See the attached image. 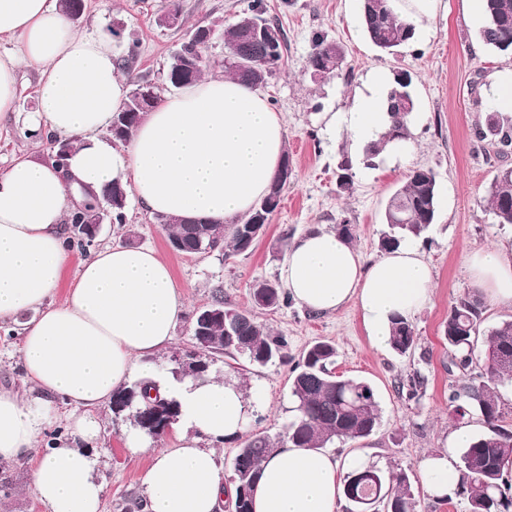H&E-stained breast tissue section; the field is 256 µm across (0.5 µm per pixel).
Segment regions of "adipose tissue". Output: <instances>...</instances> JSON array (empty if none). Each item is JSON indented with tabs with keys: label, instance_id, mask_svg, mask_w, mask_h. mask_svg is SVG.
<instances>
[{
	"label": "adipose tissue",
	"instance_id": "1",
	"mask_svg": "<svg viewBox=\"0 0 512 512\" xmlns=\"http://www.w3.org/2000/svg\"><path fill=\"white\" fill-rule=\"evenodd\" d=\"M0 117L17 100V72L39 73L29 128L74 139L66 170L29 155L0 172V325L21 322L22 385L0 387V465L27 460L36 499L48 512H100L104 484L89 446L100 441L98 411L132 379L153 380L150 357L171 344L185 303L155 250L114 243L82 261L63 302H54L72 250L63 224L81 197L112 181L130 187L153 214L234 224L262 198L287 141L281 115L255 89L205 75L165 96L120 147L101 137L127 98L111 40L77 31L52 0H0ZM381 75L339 116L357 145L389 123ZM473 281L496 303L512 304V247L467 256ZM279 278L299 305L333 313L355 305L374 347L389 340L392 317L411 318L432 299V270L402 245L365 263L334 231L293 240ZM183 416L166 446L128 435L132 452L152 450L141 490L147 512H221L224 471L216 443L241 435L251 407L234 378L172 388ZM69 407L63 438L45 446L49 398ZM357 456L284 444L262 464L254 512H339L341 475Z\"/></svg>",
	"mask_w": 512,
	"mask_h": 512
}]
</instances>
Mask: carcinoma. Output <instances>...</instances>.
I'll return each mask as SVG.
<instances>
[{
	"label": "carcinoma",
	"instance_id": "obj_1",
	"mask_svg": "<svg viewBox=\"0 0 512 512\" xmlns=\"http://www.w3.org/2000/svg\"><path fill=\"white\" fill-rule=\"evenodd\" d=\"M484 25L480 30L486 45L496 52L512 53V0H482ZM264 0H252L248 11L224 29V74L258 87L267 82L283 59L285 34L280 24L265 16ZM359 17L362 29L378 49L394 54L415 38L414 26L398 18L393 0H361ZM267 23L276 38L257 44L251 41L254 19ZM344 53L336 42L318 34L312 40L309 66L325 76L342 70ZM208 74L180 56L169 63L164 79L165 90L181 89ZM410 74L400 70L386 92L389 126L379 140L363 147V162L374 160L387 145L402 144L409 137L414 102L409 91ZM160 101L159 88L139 79L132 80V90L123 108L125 112L145 114ZM480 140L497 146L499 152L512 145V116L490 106L484 125L477 132ZM287 181L275 175L268 193L253 211L238 224H232L224 235L215 236L212 222L173 224L164 227L167 238L181 243L185 252L198 248L223 253L230 257L247 253L255 241L252 234L264 231L277 207H268L273 197H281ZM88 200L70 213L66 220L67 244L87 251L96 239L72 238V227L85 211L105 208L111 224L126 223L127 200L106 191L96 194L81 189ZM488 205L501 225H512V167L498 169L488 190ZM439 191L435 173L430 169L411 170L405 181L388 198L382 216L386 229L379 238V248L391 251L406 241L422 236L435 223ZM253 306L257 309L277 308L289 302V295L279 285L265 281L254 286ZM210 305L224 310V317L205 326L204 334L195 340V350L186 353L185 370L171 369L173 379L186 377L205 381L211 378L214 356L239 355L249 363L267 365L285 360L288 342L275 336L271 328L249 309L232 308L224 303V291L216 289ZM485 306L476 291L458 296L450 306L444 322V339L450 365L469 372L462 391L449 397L452 412L459 418L478 415L485 430L472 436L468 447L461 449L456 465L460 479L453 494L467 502V512H512V482L504 475L512 468V428L503 425L500 388L512 386V366L487 365L490 355L512 352V318L489 329H483ZM390 344L403 355L416 344L411 322L398 318L391 325ZM482 345L483 357L474 359L476 344ZM338 352L328 340L312 343L293 367L291 394L292 416L284 426L280 442L286 440L310 449H323L334 442H360L380 426L382 407L374 387L366 380L343 377L333 372ZM115 416L130 418L144 436L158 440L165 435L159 418L170 414L178 419L181 406L175 396L160 394L156 382L135 381L115 391L111 400ZM279 447L266 436L255 435L238 448L232 462L235 487L233 512H252L254 492L261 478V462ZM344 496L354 512H416L417 500L409 476L401 473L387 477L373 466H361L344 478Z\"/></svg>",
	"mask_w": 512,
	"mask_h": 512
}]
</instances>
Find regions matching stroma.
Here are the masks:
<instances>
[{
  "label": "stroma",
  "instance_id": "35a3bbf8",
  "mask_svg": "<svg viewBox=\"0 0 512 512\" xmlns=\"http://www.w3.org/2000/svg\"><path fill=\"white\" fill-rule=\"evenodd\" d=\"M249 0H179L182 25L161 28L154 19L168 0H85L76 21L81 32L111 34L116 57L137 47L134 68L138 76L162 85L167 63L179 48L185 29L203 25L215 35L207 54L212 61L224 56L223 34ZM269 17L278 20L288 35L283 64L263 89L270 107L279 112L287 128L286 147L295 177L285 188L282 201L265 234L246 256L222 259L218 254L187 259L171 251L167 235L136 198H129L126 224H104L98 246L114 242L157 251L170 265L175 282L194 313L210 302L215 288H223L227 305L245 308L252 288L262 281H278L287 250L284 238H296L315 230H332L342 220L353 226V244L365 261L380 258L378 241L384 229L385 203L409 169L433 170L440 188L438 217L416 244L433 271L431 303L412 319L417 342L400 355L392 348L371 345L355 306L316 314L292 303L258 311L260 321L288 340V360L266 366L248 365L242 358L222 356L218 373H234L245 390H259L260 398L243 437L224 441L218 457L231 467L244 438L276 435L291 416L290 370L304 350L324 339L335 344L336 374L370 382L381 401L383 419L378 431L362 444L333 443L329 452H353L365 463L387 475L407 473L417 496V512H466L464 499L436 500L425 487L421 462L435 451L452 447V433L467 427L471 434L485 429L480 417L457 421L448 406L449 393L460 388L465 375L448 367L443 341V322L453 299L473 288L465 272V257L478 249L512 244V225H500L485 202L499 167H512V148L495 155L475 136L483 124L494 89L491 75L512 69V56L493 51L480 37L482 21L470 20L461 0H442L427 33L401 48L397 54L380 53L364 36L359 21V0H265ZM339 43L345 65L334 76H311L309 55L315 33ZM409 71L410 92L416 119L410 139L387 149L374 167H365L362 150L350 140L343 126L329 125L331 115L348 111L365 93L373 74L392 78L394 71ZM38 76L33 69L18 70L19 94L15 112L0 122V170L13 160L38 153L46 155L50 142L34 145L27 139V116L36 107ZM352 163L355 187L351 194L336 187L342 159ZM182 319L169 347L154 356L156 375L171 382V358L192 349L190 321ZM420 376L424 385L418 396L399 390L397 381ZM104 434L90 454L106 480L102 512H144L141 479L150 453H134L124 438L132 426L115 417L110 407L99 411ZM11 479L15 492L0 502V512H47L32 492L31 469L19 461L0 468Z\"/></svg>",
  "mask_w": 512,
  "mask_h": 512
}]
</instances>
